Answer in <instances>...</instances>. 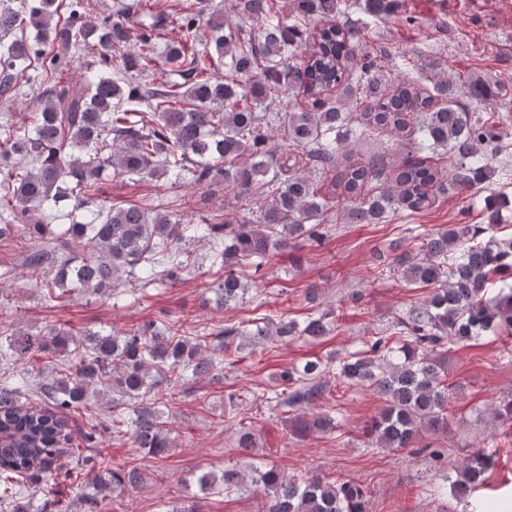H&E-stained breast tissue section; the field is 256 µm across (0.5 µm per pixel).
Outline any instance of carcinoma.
<instances>
[{"label": "carcinoma", "instance_id": "obj_1", "mask_svg": "<svg viewBox=\"0 0 512 512\" xmlns=\"http://www.w3.org/2000/svg\"><path fill=\"white\" fill-rule=\"evenodd\" d=\"M95 2L69 0L61 20L56 0H0V101H14L19 79L37 70L30 123L0 127V239L18 235L83 253L48 272L44 251L28 255L26 268L49 297L57 289L115 296L137 270L148 285L158 276L174 283L187 268L176 214L100 203L98 181L109 169L132 180L173 175L197 188L222 182L234 189L236 206L195 228L224 245L215 252L224 267L216 301L228 308L277 253L323 244L336 199L347 202L351 224H380L399 211L415 218L438 195L478 189L488 162L507 150L491 118L460 107L456 82L441 77L423 87L408 75L385 81L386 51L366 45L370 23L337 20L354 0H293L291 18L275 0H224L222 14L210 0H155L148 20L137 23L138 4L116 0L98 24L89 21ZM391 7L392 0H365L364 11L377 19ZM173 15L184 37L163 45L160 30ZM203 20L208 33L199 40ZM87 55L110 73L63 81L73 59ZM274 88L291 95V111L273 110ZM469 94L483 106L495 98L481 82ZM356 102L363 109L352 119L345 107ZM375 132L405 150L398 164L342 153L345 143ZM61 200L72 202L74 218L55 238L48 211ZM505 203L488 199L485 224L437 231L419 225L417 246H390L383 268L428 295L340 359L278 369V390L266 401L293 412L292 435L335 428L330 414L314 411L330 393L324 376L333 369L338 382L386 400L366 430L367 446L408 448L421 431L448 427V351L487 331L512 335V238L498 236ZM492 288L498 293L490 299ZM336 322L327 307L301 322L282 316L255 320L252 330L228 325L214 336L221 359L161 319L81 340L64 328L5 337L1 357L40 352L67 358V369L43 389L50 407L30 401L23 377L0 383V434L12 442L0 447V512H50V499L37 507L33 499L36 490L71 477L52 466L63 454L93 473L79 499L84 512H100L104 500L140 486L144 475L93 461L74 447L77 438L91 444L122 432L133 447L161 457L172 440L154 397L172 382L186 375L217 380L226 360L233 365L270 339H318ZM92 393L112 396V414L77 436L65 412L86 405ZM491 466L487 454L471 455L450 481L452 497L468 498ZM197 483L203 492L226 494L255 486L267 498L266 512H366V492L356 482L299 479L262 462L247 472H205Z\"/></svg>", "mask_w": 512, "mask_h": 512}]
</instances>
